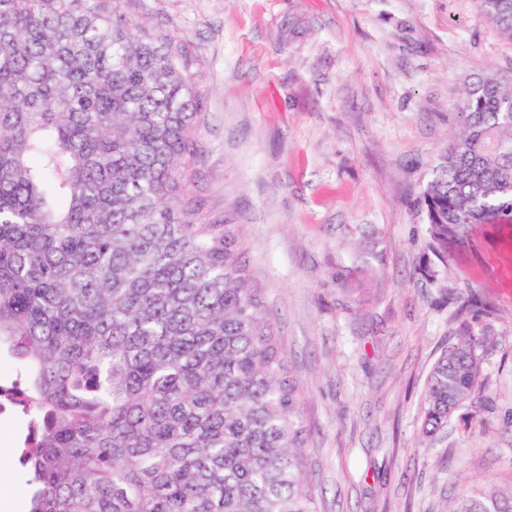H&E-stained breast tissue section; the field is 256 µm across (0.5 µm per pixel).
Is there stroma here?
I'll return each instance as SVG.
<instances>
[{"instance_id":"obj_1","label":"stroma","mask_w":512,"mask_h":512,"mask_svg":"<svg viewBox=\"0 0 512 512\" xmlns=\"http://www.w3.org/2000/svg\"><path fill=\"white\" fill-rule=\"evenodd\" d=\"M180 46L200 97L199 215L238 225L303 398L319 512H445L512 485V223L477 224L423 274L433 166L463 83L512 77L477 0H104ZM379 228L363 268L355 232ZM477 297L482 309L461 312ZM486 336L482 399L422 431L462 322ZM26 418L0 416V494L27 512Z\"/></svg>"}]
</instances>
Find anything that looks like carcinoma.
<instances>
[{
	"instance_id": "1",
	"label": "carcinoma",
	"mask_w": 512,
	"mask_h": 512,
	"mask_svg": "<svg viewBox=\"0 0 512 512\" xmlns=\"http://www.w3.org/2000/svg\"><path fill=\"white\" fill-rule=\"evenodd\" d=\"M512 42V0H478ZM178 47L96 0H0V346L29 385L28 512H317L301 393L235 224L196 217ZM428 247L512 217V81L464 83ZM359 260L383 262L375 229ZM483 334L433 364L423 429L480 397ZM447 512H512L480 486Z\"/></svg>"
}]
</instances>
